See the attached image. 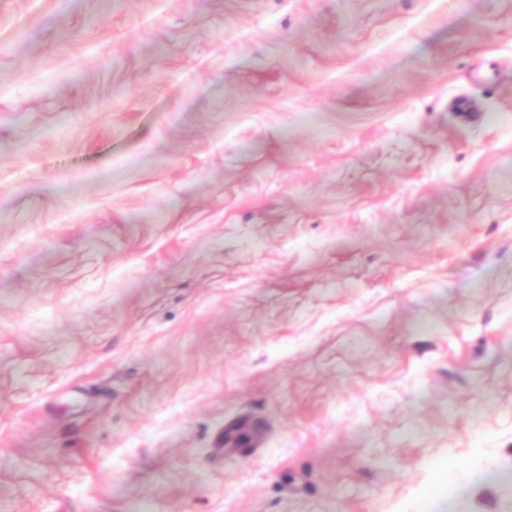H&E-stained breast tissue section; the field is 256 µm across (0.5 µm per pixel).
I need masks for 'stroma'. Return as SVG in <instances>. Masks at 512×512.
Listing matches in <instances>:
<instances>
[{"label":"stroma","instance_id":"obj_1","mask_svg":"<svg viewBox=\"0 0 512 512\" xmlns=\"http://www.w3.org/2000/svg\"><path fill=\"white\" fill-rule=\"evenodd\" d=\"M0 512H512V0H0Z\"/></svg>","mask_w":512,"mask_h":512}]
</instances>
